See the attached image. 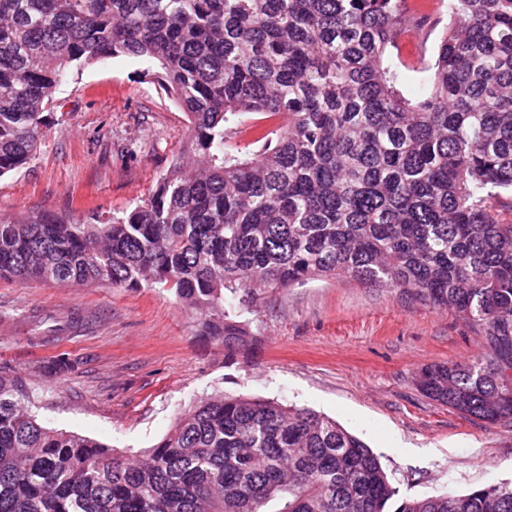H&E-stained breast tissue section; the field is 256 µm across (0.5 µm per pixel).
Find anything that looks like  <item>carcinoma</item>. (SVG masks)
Segmentation results:
<instances>
[{"label":"carcinoma","mask_w":512,"mask_h":512,"mask_svg":"<svg viewBox=\"0 0 512 512\" xmlns=\"http://www.w3.org/2000/svg\"><path fill=\"white\" fill-rule=\"evenodd\" d=\"M408 0H0V177L35 158L56 88L130 56L186 115L183 151L120 216L0 220V278L159 286L233 356L270 288L409 293L494 357L422 369L429 398L512 416V0H447L420 95L400 89ZM257 115L254 152L227 124ZM0 366V512H512V482L398 498L335 419L203 398L135 461L38 423Z\"/></svg>","instance_id":"cac0c4a2"}]
</instances>
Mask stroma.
<instances>
[{"label":"stroma","instance_id":"stroma-1","mask_svg":"<svg viewBox=\"0 0 512 512\" xmlns=\"http://www.w3.org/2000/svg\"><path fill=\"white\" fill-rule=\"evenodd\" d=\"M447 16L429 12L428 39L401 40L413 71L434 49ZM146 65L116 57L73 72L54 95L52 123L32 164L0 178V217L47 212L75 223L144 199L186 142L188 122L145 78ZM77 314L55 346L31 340L34 314ZM253 342L228 360L198 334L173 293L0 279V366L21 379L50 428L121 451L142 452L195 399L224 393L305 407L336 419L377 455L400 496L420 498L512 480V417L493 425L427 397L425 367L491 359L484 336L451 312L349 279L267 291L247 316ZM72 371H49L58 355Z\"/></svg>","mask_w":512,"mask_h":512}]
</instances>
